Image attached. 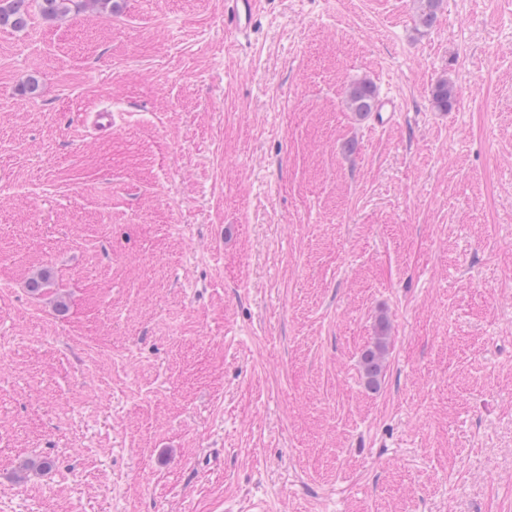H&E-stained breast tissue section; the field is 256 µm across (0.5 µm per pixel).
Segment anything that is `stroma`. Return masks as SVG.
I'll return each instance as SVG.
<instances>
[{
    "label": "stroma",
    "mask_w": 512,
    "mask_h": 512,
    "mask_svg": "<svg viewBox=\"0 0 512 512\" xmlns=\"http://www.w3.org/2000/svg\"><path fill=\"white\" fill-rule=\"evenodd\" d=\"M114 2L0 29V512H512V0ZM254 9L255 0H226L224 23L239 33L245 32L251 24ZM346 96L349 109L359 119H364L373 111L375 89L370 82L359 81L350 84ZM388 330L389 324L387 320L381 318L379 321V334L376 336V341L362 355V367L368 379L367 382L371 386H377L379 384V378L382 375L385 363Z\"/></svg>",
    "instance_id": "1"
}]
</instances>
